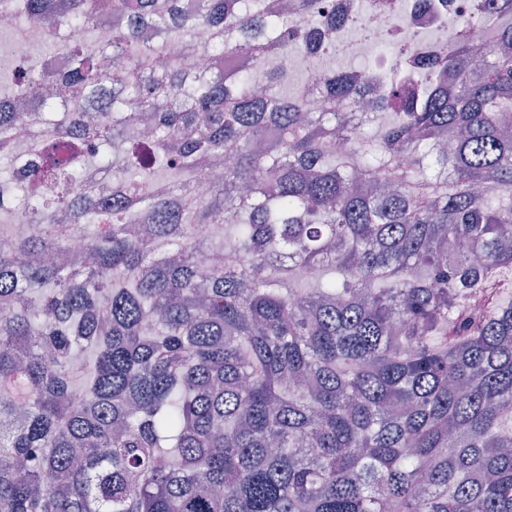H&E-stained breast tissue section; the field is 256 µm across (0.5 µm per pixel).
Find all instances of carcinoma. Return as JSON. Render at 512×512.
I'll return each mask as SVG.
<instances>
[{
    "mask_svg": "<svg viewBox=\"0 0 512 512\" xmlns=\"http://www.w3.org/2000/svg\"><path fill=\"white\" fill-rule=\"evenodd\" d=\"M487 1L492 46L426 59L419 99L394 82L368 137L343 112L362 73L309 112L277 62L326 0H0L45 46L87 35L70 74L0 82V161L37 154L0 178V214L34 225L0 247V512H512V0ZM144 26L269 68L188 71ZM74 238L78 260L43 258Z\"/></svg>",
    "mask_w": 512,
    "mask_h": 512,
    "instance_id": "carcinoma-1",
    "label": "carcinoma"
}]
</instances>
